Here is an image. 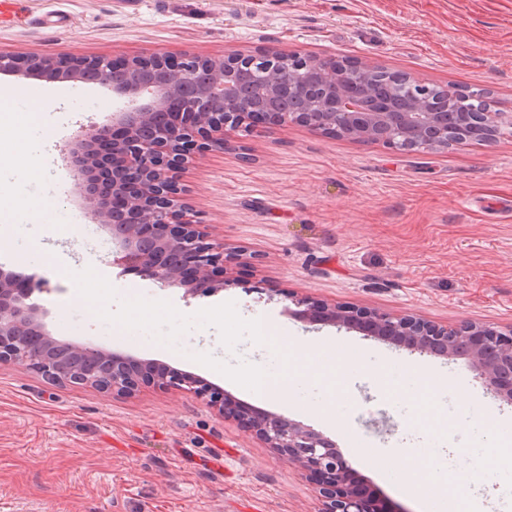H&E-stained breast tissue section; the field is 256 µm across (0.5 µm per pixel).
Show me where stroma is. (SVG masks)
I'll return each mask as SVG.
<instances>
[{
  "label": "stroma",
  "mask_w": 512,
  "mask_h": 512,
  "mask_svg": "<svg viewBox=\"0 0 512 512\" xmlns=\"http://www.w3.org/2000/svg\"><path fill=\"white\" fill-rule=\"evenodd\" d=\"M258 48L346 56L425 82L487 91L512 110V0H22L0 27V52L97 57L162 53L220 57ZM18 100L47 102L41 126L9 108L38 148L0 173V204L59 196L43 234L82 245L78 262L102 286L106 315L74 301L76 275L55 265L28 227L11 229L0 264L46 284L31 300L56 338L159 360L235 400L286 416L335 440L357 479L395 512H448L439 482L411 467L436 459L441 479L479 465L494 427L512 428L465 361L409 353L355 331L312 328L289 315L301 298L415 314L453 326H512V130L494 145L394 152L291 124L239 129L229 147L190 160L182 201L212 240L252 255L234 285L208 296L122 274L112 239L92 219L64 155L121 102L111 89L0 75ZM50 180L35 178L43 157ZM159 302L154 320L132 321L127 286ZM224 318L216 351L234 345L235 377L197 360L200 313ZM283 328L255 349L253 325ZM321 342L307 364L335 386L294 381L288 399L257 397L253 364L288 372L290 337ZM433 390L438 410L422 430L401 420L420 408L391 389ZM334 403L326 420L320 406ZM486 406L484 417L473 414ZM316 483L194 393L148 386L103 395L23 367H0V512H319Z\"/></svg>",
  "instance_id": "obj_1"
}]
</instances>
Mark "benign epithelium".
I'll return each mask as SVG.
<instances>
[{
    "mask_svg": "<svg viewBox=\"0 0 512 512\" xmlns=\"http://www.w3.org/2000/svg\"><path fill=\"white\" fill-rule=\"evenodd\" d=\"M87 66L95 68L98 83L128 105L86 132L78 149L70 151L68 162L81 193L111 235L113 262L123 272L181 287L193 296L233 285L227 265L238 262L239 254L210 240L195 215L186 214L178 174L192 155L225 150L232 132L251 126L273 130L288 122L320 135L398 151L397 136L428 150L464 142L462 128L448 126L450 116L490 143L503 127L512 129V111L458 112L455 95L443 99L442 112L430 111L423 94L412 96L405 112H384L375 106L370 86L389 69L365 61L350 64L343 57L258 50L222 58L147 53L83 60L0 52V73L52 79L63 72L65 78L82 82ZM143 67L166 74L148 96L140 94L138 72ZM256 67L265 75L262 91L267 95L294 86L304 72L315 74L316 91L307 110L283 116L255 111L236 91V80L242 71ZM31 293L14 271L0 265L1 368L25 367L51 381L106 394H133L149 384L191 390L314 478L321 512H394L372 490L357 484L353 469L328 436L282 415L249 410L163 363L90 343L60 341L48 329L47 312L28 302ZM296 306L294 316L309 325L356 330L410 351L462 356L497 399L512 404V326L503 330L474 321L444 326L413 314L308 299L297 300Z\"/></svg>",
    "mask_w": 512,
    "mask_h": 512,
    "instance_id": "7a95c632",
    "label": "benign epithelium"
}]
</instances>
